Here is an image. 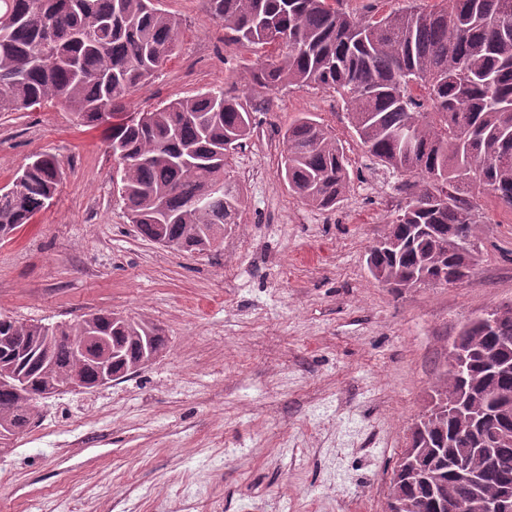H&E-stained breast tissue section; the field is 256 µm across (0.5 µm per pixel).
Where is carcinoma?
<instances>
[{
	"mask_svg": "<svg viewBox=\"0 0 512 512\" xmlns=\"http://www.w3.org/2000/svg\"><path fill=\"white\" fill-rule=\"evenodd\" d=\"M356 16L342 0H206L230 44L275 46L224 86L178 98L125 122L128 97L178 51L180 19L153 0H0V113L61 106L88 127L105 126L119 164L116 185L130 222L145 240L202 253L237 223L244 199L226 167L247 139L264 91L313 87L338 94L365 151L404 176L398 215L368 253L386 286L456 282L473 266L458 230L476 238L473 175L512 195V0H439ZM278 176L306 206L330 210L350 184L336 135L310 113L282 133ZM60 161L43 154L24 167L18 194L0 191V238L49 206L62 179ZM233 185L199 200L212 184ZM487 331L472 320L456 341L461 372L446 370L431 406L413 422L408 448L391 479L398 512H440L433 491L483 512L488 499L512 497V308L494 313ZM84 345L89 356L75 351ZM160 329L97 311L46 326L0 317V371L28 382L35 395L63 390L79 375L87 388L140 369L143 350L161 354ZM33 404L0 387V428L23 432ZM474 472L454 483L456 464Z\"/></svg>",
	"mask_w": 512,
	"mask_h": 512,
	"instance_id": "carcinoma-1",
	"label": "carcinoma"
}]
</instances>
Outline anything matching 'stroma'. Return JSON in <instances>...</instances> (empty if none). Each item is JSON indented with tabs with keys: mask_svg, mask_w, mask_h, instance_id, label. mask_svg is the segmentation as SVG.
Returning <instances> with one entry per match:
<instances>
[{
	"mask_svg": "<svg viewBox=\"0 0 512 512\" xmlns=\"http://www.w3.org/2000/svg\"><path fill=\"white\" fill-rule=\"evenodd\" d=\"M180 49L128 100L146 112L222 86L258 55L224 42L205 0H159ZM229 158L238 224L211 251L141 238L101 129L60 107L0 114V185L33 155L64 177L48 208L0 241V315L56 324L96 310L145 319L167 348L136 373L39 399L36 424L0 447V512H385L410 426L459 329L512 303V211L475 197L469 279L402 292L367 257L398 209L401 177L372 161L339 96L269 91ZM308 112L350 159L329 211L277 177L281 132Z\"/></svg>",
	"mask_w": 512,
	"mask_h": 512,
	"instance_id": "1",
	"label": "stroma"
}]
</instances>
